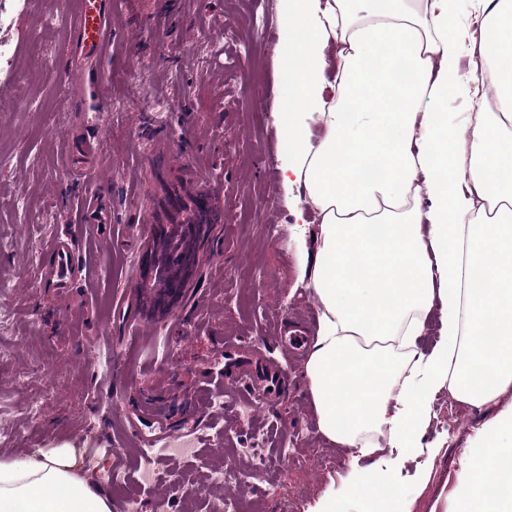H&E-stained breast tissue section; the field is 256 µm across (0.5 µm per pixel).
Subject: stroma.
I'll return each instance as SVG.
<instances>
[{
  "label": "stroma",
  "instance_id": "obj_1",
  "mask_svg": "<svg viewBox=\"0 0 512 512\" xmlns=\"http://www.w3.org/2000/svg\"><path fill=\"white\" fill-rule=\"evenodd\" d=\"M53 27H38L39 0H0V37L14 55L0 64V456L68 445L81 452L112 512H157L142 486L141 454L126 418L149 402L154 425L179 428L191 452L166 456L171 512L192 481L193 512L214 499L241 512H310L319 501L365 512L348 491L352 451L320 435L305 383L306 353L278 337L291 318L315 322L317 301L298 281L296 215L282 181L291 160L286 64L302 28H284L280 0H112V31L91 68L97 83L65 79L70 29L83 0H57ZM204 191L219 222L205 244L204 274L167 315L138 288L142 252L163 219L168 190ZM110 223L86 221L89 190ZM86 269L66 292L42 269L63 233ZM255 345L287 374L283 396L259 406L224 387V347ZM502 398L431 420L426 451L405 461L392 490L412 512H456L465 462Z\"/></svg>",
  "mask_w": 512,
  "mask_h": 512
}]
</instances>
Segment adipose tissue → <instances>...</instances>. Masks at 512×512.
<instances>
[{
	"label": "adipose tissue",
	"instance_id": "1",
	"mask_svg": "<svg viewBox=\"0 0 512 512\" xmlns=\"http://www.w3.org/2000/svg\"><path fill=\"white\" fill-rule=\"evenodd\" d=\"M302 25L289 68V168L318 221L295 227L318 303L305 375L318 429L353 451L365 501L391 479L373 434L417 454L430 397L481 406L512 394V0H283ZM335 47V74L323 60ZM468 69H461V61ZM496 109L448 120V92ZM429 207H422V199ZM440 306L445 335L416 344ZM459 512H512V407L489 421ZM0 512H112L73 450L0 457Z\"/></svg>",
	"mask_w": 512,
	"mask_h": 512
}]
</instances>
